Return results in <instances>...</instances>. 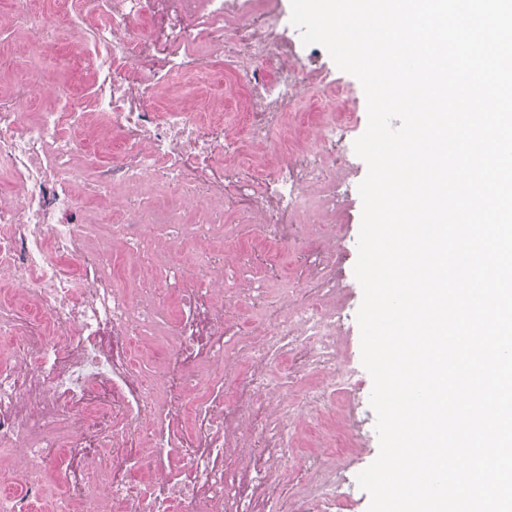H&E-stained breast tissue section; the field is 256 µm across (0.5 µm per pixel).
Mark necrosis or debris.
I'll return each instance as SVG.
<instances>
[{
    "mask_svg": "<svg viewBox=\"0 0 512 512\" xmlns=\"http://www.w3.org/2000/svg\"><path fill=\"white\" fill-rule=\"evenodd\" d=\"M293 30L282 0L0 10V512H353L336 234L302 215L357 116ZM64 43L90 93L31 67Z\"/></svg>",
    "mask_w": 512,
    "mask_h": 512,
    "instance_id": "4bbe7bcc",
    "label": "necrosis or debris"
}]
</instances>
